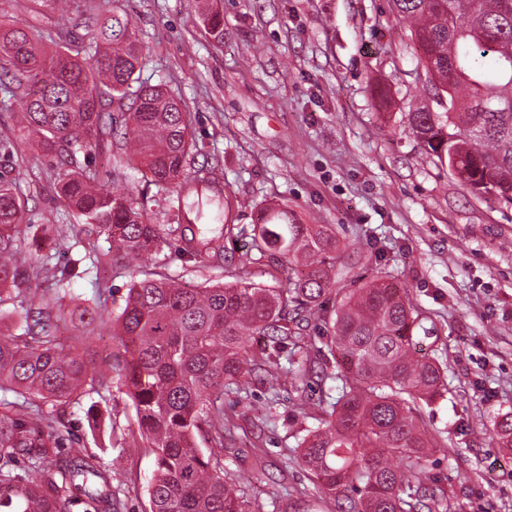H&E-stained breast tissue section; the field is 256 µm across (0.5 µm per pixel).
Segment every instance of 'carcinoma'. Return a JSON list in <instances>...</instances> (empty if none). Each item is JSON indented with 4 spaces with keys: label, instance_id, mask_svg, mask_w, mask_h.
I'll return each instance as SVG.
<instances>
[{
    "label": "carcinoma",
    "instance_id": "carcinoma-1",
    "mask_svg": "<svg viewBox=\"0 0 512 512\" xmlns=\"http://www.w3.org/2000/svg\"><path fill=\"white\" fill-rule=\"evenodd\" d=\"M62 20L80 0H31ZM504 0H452V13L432 0H393L410 21V37L423 55L434 54L445 93L457 112L405 113L407 128L437 162L456 168L474 194L512 205V10ZM95 21L79 35L58 25V42L47 49L38 29L0 9V69L5 93L24 103L20 131L51 162L60 193L109 243L91 258L123 265L159 253L166 234L177 235L187 253L221 259L224 240L244 234L230 211L209 217L201 205L219 202L215 173L187 166L197 151L192 121L181 98L164 85L139 82L143 50L127 12L101 0ZM203 24L224 38L218 0H207ZM128 105L122 127L108 108ZM122 137L129 163L159 190L193 198L195 208L176 227L156 224L129 186L108 191L81 157ZM13 142L0 140V316L20 319L18 333H0V386L16 400L0 399V512H112V467L75 450L59 453L67 438L54 411L84 395L86 387H112L118 372L135 410L141 438L152 448L149 512H252L244 492L224 474V389L250 377L258 364L279 365L288 346L285 376L306 378L321 358L335 360L332 379L340 395L322 410L318 425L298 442V458L324 496L344 512H451L448 493L419 475L440 447L408 401L429 403L448 391L446 368L436 357L416 356L420 314L407 290L376 277L357 288L337 287L340 243L329 224H301L288 204L263 207L252 228V249L282 267L303 264V276L260 286L241 264L229 282L183 288L150 272L132 281L120 312L110 319L123 349L112 364L96 361L95 318L70 307L74 295L57 288L39 299L23 285L50 271L52 253L32 272L15 256L32 225L15 193L10 164ZM335 318L321 346H298L304 323ZM69 313L87 326L71 345L55 336L53 314ZM262 336L259 356L248 338ZM40 397L51 411L30 410L19 398ZM499 447L512 452V413L495 419ZM209 447H200V442ZM25 455L40 480L13 470Z\"/></svg>",
    "mask_w": 512,
    "mask_h": 512
}]
</instances>
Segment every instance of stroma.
<instances>
[{"instance_id": "35a3bbf8", "label": "stroma", "mask_w": 512, "mask_h": 512, "mask_svg": "<svg viewBox=\"0 0 512 512\" xmlns=\"http://www.w3.org/2000/svg\"><path fill=\"white\" fill-rule=\"evenodd\" d=\"M147 56L140 79L166 84L191 114L195 166L214 168L235 224L287 203L303 224H331L342 245L341 287L392 276L422 321L416 351L438 356L448 391L419 406L441 447L423 478L444 488L453 512H512V453L492 420L512 411V206L462 185L408 134L404 114L429 103L419 48L392 0H223L215 43L193 0H119ZM127 151L109 143L88 167L104 188L128 173ZM13 166L25 219L72 244L55 258L73 293L108 315L132 280L159 271L198 287L226 279L250 256V238L227 242L225 265L183 252L168 236L157 258L71 275L70 261L105 251L104 237L56 192L54 172L18 143ZM336 383L316 368L306 382L270 389L255 376L224 392V468L254 512H337L294 447ZM86 454L112 466L116 512H147L154 456L119 388L89 390L61 414Z\"/></svg>"}]
</instances>
